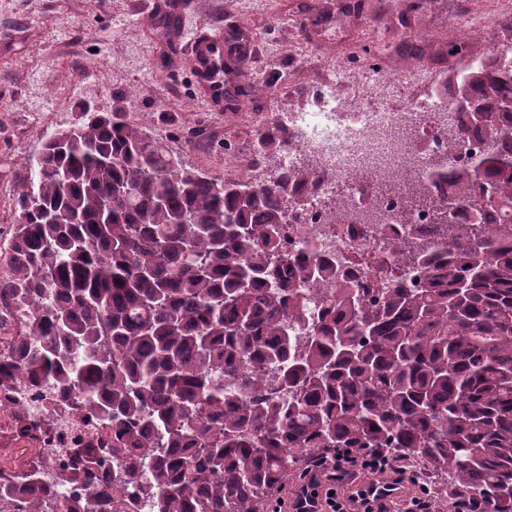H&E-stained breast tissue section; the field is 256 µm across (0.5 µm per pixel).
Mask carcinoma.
Segmentation results:
<instances>
[{
	"label": "carcinoma",
	"mask_w": 512,
	"mask_h": 512,
	"mask_svg": "<svg viewBox=\"0 0 512 512\" xmlns=\"http://www.w3.org/2000/svg\"><path fill=\"white\" fill-rule=\"evenodd\" d=\"M243 60L228 43L223 70ZM452 82L486 131L481 174H458L469 223L410 193L401 219L430 210L448 256L404 247L422 283L376 299L283 247L286 176L215 177L120 109L80 103L45 138L16 175L0 290L29 314L20 374L113 430L90 461L112 456V484L156 512H277L303 457L384 448L512 512V71ZM54 498L43 485L28 512Z\"/></svg>",
	"instance_id": "1"
}]
</instances>
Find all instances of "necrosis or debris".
Returning <instances> with one entry per match:
<instances>
[{"instance_id":"obj_1","label":"necrosis or debris","mask_w":512,"mask_h":512,"mask_svg":"<svg viewBox=\"0 0 512 512\" xmlns=\"http://www.w3.org/2000/svg\"><path fill=\"white\" fill-rule=\"evenodd\" d=\"M449 90L401 99L391 84L367 85L355 101L336 92L335 83L299 112H271L265 135L287 130L293 143L274 168L288 179L296 205L288 209L284 245L289 252L317 256L348 274L358 287L381 290L394 279L420 284L422 268L400 262L395 248L420 244L435 251L448 240L428 211L399 223L402 191L382 186L405 183L427 192L441 205L454 203L446 175L450 161L477 163L485 140L478 129L460 130L449 111ZM316 180L300 182L304 168ZM24 317L8 294L0 295V512H19L17 501L37 482L50 481L70 512H87L102 502L111 466L86 474L73 455L98 454L110 440L108 428L80 408L76 398L60 401L47 382L22 380L17 361Z\"/></svg>"}]
</instances>
